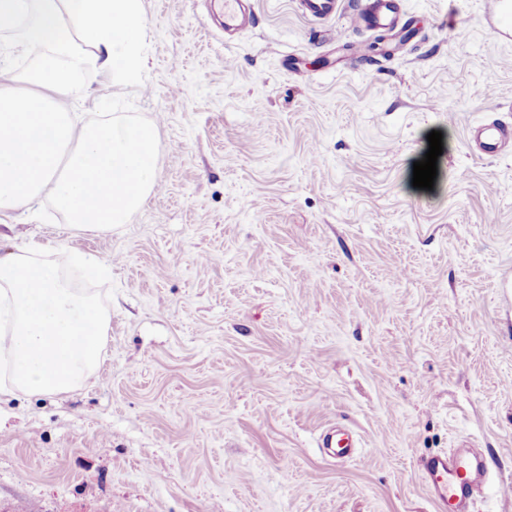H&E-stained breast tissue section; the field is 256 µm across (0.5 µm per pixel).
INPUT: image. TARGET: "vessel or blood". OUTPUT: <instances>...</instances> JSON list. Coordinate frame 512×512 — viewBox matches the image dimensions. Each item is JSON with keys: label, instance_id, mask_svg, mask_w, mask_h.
<instances>
[{"label": "vessel or blood", "instance_id": "obj_1", "mask_svg": "<svg viewBox=\"0 0 512 512\" xmlns=\"http://www.w3.org/2000/svg\"><path fill=\"white\" fill-rule=\"evenodd\" d=\"M487 22L491 39H512V0H493ZM302 13L314 19L330 18L341 11L340 0H299ZM352 23L366 31L395 30L401 23L397 0H366L350 13ZM471 138L477 152L486 156L501 153L512 143V123L492 120L476 128ZM429 491L440 512H469L472 500L483 482L467 455H434L424 463Z\"/></svg>", "mask_w": 512, "mask_h": 512}]
</instances>
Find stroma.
<instances>
[{"instance_id":"obj_1","label":"stroma","mask_w":512,"mask_h":512,"mask_svg":"<svg viewBox=\"0 0 512 512\" xmlns=\"http://www.w3.org/2000/svg\"><path fill=\"white\" fill-rule=\"evenodd\" d=\"M490 2L400 0L389 57L294 0L232 37L213 0H142L140 81L71 96L155 127L158 191L109 232L0 222L1 253H91L115 290L89 384L0 398V512H438L422 462L455 448L487 459L474 512H512V148L469 146L512 117Z\"/></svg>"}]
</instances>
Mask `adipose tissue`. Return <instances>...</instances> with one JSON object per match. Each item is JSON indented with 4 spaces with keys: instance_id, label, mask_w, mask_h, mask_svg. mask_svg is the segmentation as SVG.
<instances>
[{
    "instance_id": "1",
    "label": "adipose tissue",
    "mask_w": 512,
    "mask_h": 512,
    "mask_svg": "<svg viewBox=\"0 0 512 512\" xmlns=\"http://www.w3.org/2000/svg\"><path fill=\"white\" fill-rule=\"evenodd\" d=\"M20 29L38 59L27 93L0 85V214L37 213L43 199L80 232L125 224L157 187L152 126L83 122L65 101L77 80L128 84L144 70L141 0H0V28Z\"/></svg>"
}]
</instances>
